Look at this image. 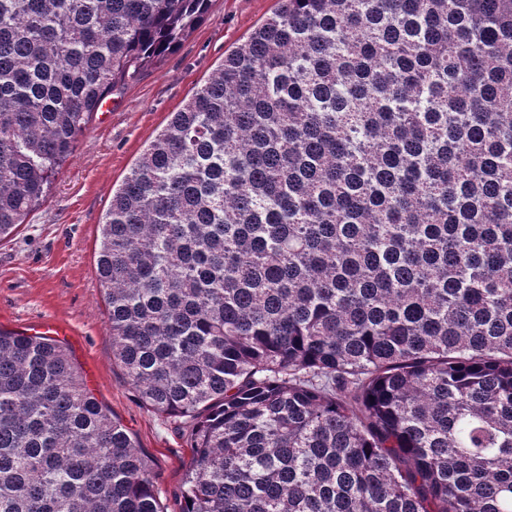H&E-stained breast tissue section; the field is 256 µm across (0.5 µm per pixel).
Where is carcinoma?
<instances>
[{"label":"carcinoma","instance_id":"carcinoma-1","mask_svg":"<svg viewBox=\"0 0 512 512\" xmlns=\"http://www.w3.org/2000/svg\"><path fill=\"white\" fill-rule=\"evenodd\" d=\"M210 0H0V239ZM96 272L180 512H512V0H280L112 194ZM0 512H167L0 329Z\"/></svg>","mask_w":512,"mask_h":512}]
</instances>
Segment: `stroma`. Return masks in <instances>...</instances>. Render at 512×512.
Segmentation results:
<instances>
[{
  "instance_id": "obj_1",
  "label": "stroma",
  "mask_w": 512,
  "mask_h": 512,
  "mask_svg": "<svg viewBox=\"0 0 512 512\" xmlns=\"http://www.w3.org/2000/svg\"><path fill=\"white\" fill-rule=\"evenodd\" d=\"M278 6L279 0H211L201 25L94 113L46 200L0 240V328L23 331L51 321L62 329L61 343L88 387L150 461L168 512L179 509L188 431L140 405L112 360L108 310L95 274L100 224L113 192L172 112Z\"/></svg>"
}]
</instances>
